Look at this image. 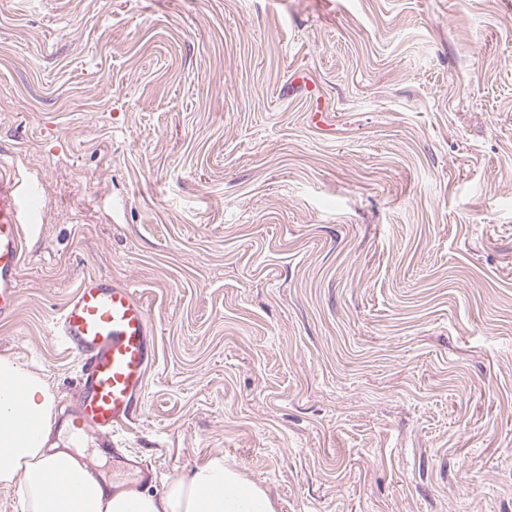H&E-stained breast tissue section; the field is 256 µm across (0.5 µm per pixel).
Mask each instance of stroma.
Masks as SVG:
<instances>
[{"label": "stroma", "instance_id": "1", "mask_svg": "<svg viewBox=\"0 0 512 512\" xmlns=\"http://www.w3.org/2000/svg\"><path fill=\"white\" fill-rule=\"evenodd\" d=\"M0 158V354L71 416L49 326L134 285L145 490L220 452L275 512H512V0H0ZM36 190L13 165L0 160V321L12 318L20 301V272L25 257V225L36 224L23 198Z\"/></svg>", "mask_w": 512, "mask_h": 512}]
</instances>
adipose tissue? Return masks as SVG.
Returning a JSON list of instances; mask_svg holds the SVG:
<instances>
[{"instance_id":"1","label":"adipose tissue","mask_w":512,"mask_h":512,"mask_svg":"<svg viewBox=\"0 0 512 512\" xmlns=\"http://www.w3.org/2000/svg\"><path fill=\"white\" fill-rule=\"evenodd\" d=\"M55 396L38 373L0 356V487L19 490L21 512H273L266 493L214 453L149 493L116 473L96 478L80 454L53 442Z\"/></svg>"}]
</instances>
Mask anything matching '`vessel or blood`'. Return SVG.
Instances as JSON below:
<instances>
[{"label": "vessel or blood", "instance_id": "obj_1", "mask_svg": "<svg viewBox=\"0 0 512 512\" xmlns=\"http://www.w3.org/2000/svg\"><path fill=\"white\" fill-rule=\"evenodd\" d=\"M33 185L0 160V321L20 301L25 227L34 223ZM50 334L81 361L74 423L92 431L103 447L140 415L147 378L156 359L157 329L131 284L96 275L84 278L53 320Z\"/></svg>", "mask_w": 512, "mask_h": 512}]
</instances>
